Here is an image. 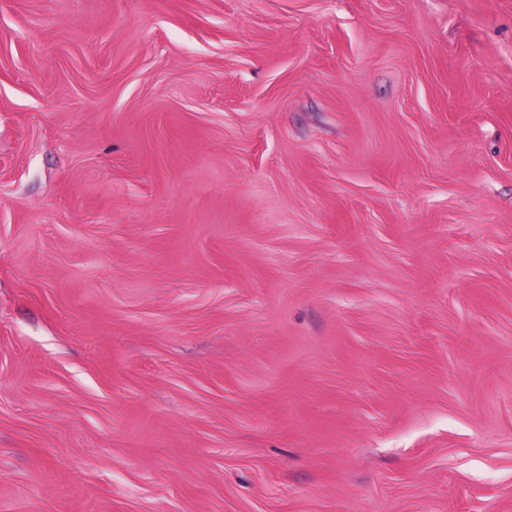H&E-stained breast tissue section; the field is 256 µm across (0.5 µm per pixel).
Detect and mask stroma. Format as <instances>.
Instances as JSON below:
<instances>
[{
	"label": "stroma",
	"mask_w": 512,
	"mask_h": 512,
	"mask_svg": "<svg viewBox=\"0 0 512 512\" xmlns=\"http://www.w3.org/2000/svg\"><path fill=\"white\" fill-rule=\"evenodd\" d=\"M0 512H512V0H0Z\"/></svg>",
	"instance_id": "obj_1"
}]
</instances>
